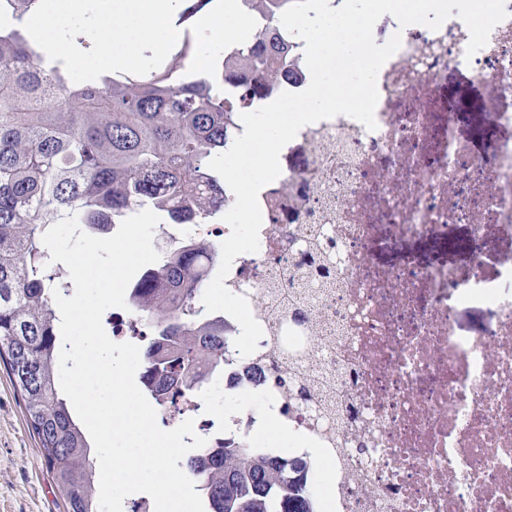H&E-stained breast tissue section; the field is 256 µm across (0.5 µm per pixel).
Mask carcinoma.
Masks as SVG:
<instances>
[{
  "instance_id": "carcinoma-1",
  "label": "carcinoma",
  "mask_w": 512,
  "mask_h": 512,
  "mask_svg": "<svg viewBox=\"0 0 512 512\" xmlns=\"http://www.w3.org/2000/svg\"><path fill=\"white\" fill-rule=\"evenodd\" d=\"M241 2L264 24L217 63L221 82L238 88L232 97L212 72H186L184 61L197 53L190 40L163 67L76 81L21 29L0 28V362L67 512H95L96 483L85 434L56 390L61 332L53 290L66 295L69 284L49 263L42 235L74 214L89 234L103 235L144 206L175 224L223 209L225 182L208 162L224 152L238 111L273 90L282 74L297 76L280 31L293 0ZM39 6L0 0V18L20 23ZM219 255L210 242L190 239L132 285L130 305L152 330L141 351L142 384L159 405L224 372V316L192 309ZM304 359L293 354L283 367L261 372L242 368L253 386L274 380L289 402L308 403L326 384L300 376ZM181 466L210 512H314L302 459H276L226 436Z\"/></svg>"
}]
</instances>
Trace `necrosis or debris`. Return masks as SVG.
Masks as SVG:
<instances>
[{"mask_svg": "<svg viewBox=\"0 0 512 512\" xmlns=\"http://www.w3.org/2000/svg\"><path fill=\"white\" fill-rule=\"evenodd\" d=\"M507 10L471 57L460 18L436 31L409 26L377 77L375 129L346 115L302 127L294 143L307 165L261 189L260 249L239 255L225 280L263 329L247 360L264 365L277 345H307L317 353L308 374L333 380L332 429L287 407L276 387H227L261 402L247 427L242 412L227 413V430L251 447L271 424L285 426L291 455L324 473L316 512H512V293L484 277L478 253L460 274L411 258L383 265L368 250L379 224L425 240L449 224L475 238L490 224L512 231V140L456 139L453 113L414 106L448 68H462L494 102L490 126L512 127V2ZM323 242L335 249L332 285L309 302L316 332L279 327L269 284L282 281L281 306L297 302L284 281ZM472 303L498 318L463 336L454 313ZM228 357L246 360L233 346Z\"/></svg>", "mask_w": 512, "mask_h": 512, "instance_id": "4bbe7bcc", "label": "necrosis or debris"}]
</instances>
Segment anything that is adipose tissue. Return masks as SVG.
<instances>
[{
  "label": "adipose tissue",
  "mask_w": 512,
  "mask_h": 512,
  "mask_svg": "<svg viewBox=\"0 0 512 512\" xmlns=\"http://www.w3.org/2000/svg\"><path fill=\"white\" fill-rule=\"evenodd\" d=\"M87 9L83 0H42L41 9L31 17L33 41L53 51L66 52L75 70L115 68L133 71L142 67L146 55L165 58L178 36L171 20L179 0H96ZM80 23L87 40L98 50L87 54L72 49L67 28ZM202 29L218 39L248 40L253 31L236 0H224L221 8L204 18Z\"/></svg>",
  "instance_id": "1"
}]
</instances>
